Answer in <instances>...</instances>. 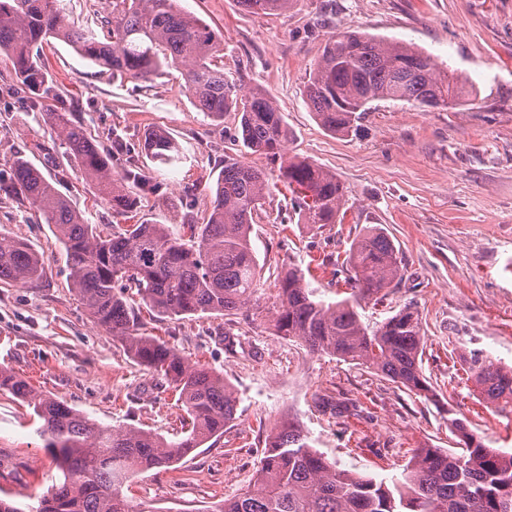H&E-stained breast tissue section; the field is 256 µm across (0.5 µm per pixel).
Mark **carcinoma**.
Returning <instances> with one entry per match:
<instances>
[{
	"instance_id": "obj_1",
	"label": "carcinoma",
	"mask_w": 512,
	"mask_h": 512,
	"mask_svg": "<svg viewBox=\"0 0 512 512\" xmlns=\"http://www.w3.org/2000/svg\"><path fill=\"white\" fill-rule=\"evenodd\" d=\"M251 13L284 11L293 0H238ZM99 15L101 32L71 23L60 0H0V53L13 63L8 83L29 112L42 113L52 131L39 145L57 167L59 149L68 163L120 216L137 211L142 198L160 186L135 162L115 172L109 150L66 111L41 51L55 39L112 78L147 80L165 69L180 71L194 91L193 105L213 122L224 113L240 116L238 135L250 154L280 160L278 180L291 194L298 223L334 224L344 205L343 185L322 166L285 153L290 131L282 113L258 90L247 92L224 76L221 34L180 9L176 0H108ZM465 87L452 69L437 70L423 52L403 42H386L351 31L330 38L312 69L306 97L315 118L331 133L350 130L359 112L379 100L425 106L463 102ZM141 151L151 162H182L179 143L159 129L144 132ZM0 186L41 216L63 246L70 286L93 322L118 339L139 364L157 372L178 394L187 414L182 437L169 441L137 428L98 425L57 399L37 391L11 369L0 368V391L27 403L41 421L43 448L61 472L58 482L18 505L0 498V512H132L122 487L138 475L167 471L184 457L224 436L235 419L237 397L224 375L154 336L135 332L138 316L126 296L164 317L237 315L257 288L259 263L251 240L270 183L265 171L224 156L206 208L185 214L179 231L167 224H90L22 154L9 162ZM399 250L378 227H367L350 246L334 275H344L350 296L317 298L305 272L284 267L269 309L275 332L303 343L313 353L363 365L427 399L435 390L419 366L424 332L405 305L380 325L361 320V301L401 279ZM44 258L30 243L0 234V283L35 284ZM483 401L512 403V367L470 358ZM448 426L462 453L417 448L403 479L390 483L339 468L314 449L302 423L290 420L266 436L253 482L217 512H512V452L485 446L465 418L448 410Z\"/></svg>"
}]
</instances>
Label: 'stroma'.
<instances>
[{"instance_id": "stroma-1", "label": "stroma", "mask_w": 512, "mask_h": 512, "mask_svg": "<svg viewBox=\"0 0 512 512\" xmlns=\"http://www.w3.org/2000/svg\"><path fill=\"white\" fill-rule=\"evenodd\" d=\"M224 37V73L261 89L288 124V155L335 173L345 191L340 221L310 229L291 218L290 194L272 187L252 232L262 268L260 305L272 302L278 268L308 271L319 298H342L331 265L343 261L368 227L383 228L403 262L402 278L364 304L375 326L411 305L424 328L421 367L437 392L429 400L372 370L308 351L276 335L270 317L233 319L202 314L183 319L142 311L139 333L156 336L184 356L223 373L238 397L236 418L216 443L194 449L177 469L150 471L127 490L134 512H211L237 496L253 477L267 433L296 417L312 445L338 467L377 479L401 475L418 448L459 452L449 411L466 417L486 447L512 451V406L489 407L470 372L471 354L512 367V0H294L286 11L253 14L238 0H181ZM349 30L414 44L441 68L457 71L471 90L453 108L372 102L352 130L331 134L316 120L306 85L325 42ZM46 66L62 84L93 138L109 145L111 131L161 189L144 199L137 220L181 224L185 184L204 203L228 155L238 154L237 120L203 117L170 69L146 82L120 81L70 46L51 41ZM174 136L183 163L156 172L138 143L147 129ZM50 133L40 113L23 111L0 90V170L23 153L92 224L117 218L76 169L58 177L37 145ZM0 233L27 240L43 255L46 274L33 285L0 284V367L82 412L92 422L140 428L172 440L185 413L174 392L131 360L120 342L96 326L68 285L65 251L34 212L0 191ZM359 398L357 416L331 415L321 402ZM29 408L0 392V497L38 496L57 470L42 446Z\"/></svg>"}]
</instances>
